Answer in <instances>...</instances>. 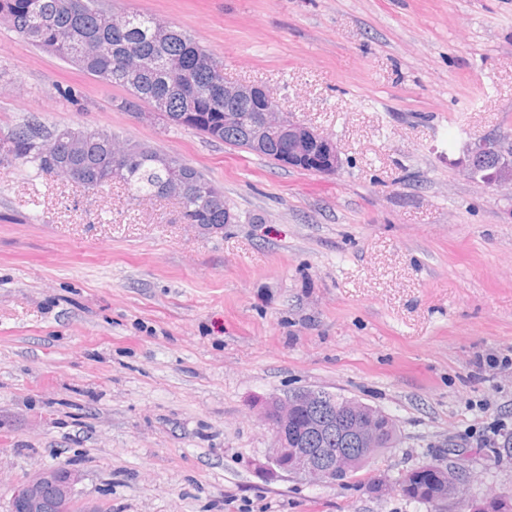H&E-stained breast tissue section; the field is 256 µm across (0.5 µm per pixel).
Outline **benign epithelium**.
<instances>
[{
  "label": "benign epithelium",
  "mask_w": 512,
  "mask_h": 512,
  "mask_svg": "<svg viewBox=\"0 0 512 512\" xmlns=\"http://www.w3.org/2000/svg\"><path fill=\"white\" fill-rule=\"evenodd\" d=\"M227 97L253 99L251 111L270 119L254 126L257 141L284 139L288 141L281 154V164L288 168H300L308 162L324 165L325 173L334 174L341 167V157L336 144L319 129L295 120L279 110L273 92L263 84L244 85L224 81ZM502 156L501 144L493 139H481L472 148L469 160L471 174H476L481 164ZM303 403L317 410L304 421V432L312 438H328L335 447L306 448L300 437L289 433V425L297 414L298 404ZM261 417L274 436V446L269 449L265 462L259 469L277 479L293 473L312 483L327 484L340 475H347L349 461L345 446L359 445L369 450L377 446L380 429L370 425L369 419L359 414L358 405L352 403L346 411L328 405L324 393L304 390L289 398L276 399V411L270 413L261 407ZM81 480L79 470L68 464H56L42 469L18 488L12 497L10 512H75L76 486ZM55 489L51 505H46L43 491Z\"/></svg>",
  "instance_id": "1"
}]
</instances>
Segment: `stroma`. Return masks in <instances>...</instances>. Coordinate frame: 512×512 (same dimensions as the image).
I'll return each mask as SVG.
<instances>
[{
	"label": "stroma",
	"instance_id": "1",
	"mask_svg": "<svg viewBox=\"0 0 512 512\" xmlns=\"http://www.w3.org/2000/svg\"><path fill=\"white\" fill-rule=\"evenodd\" d=\"M191 32L224 76L323 130L332 175L119 111L122 90L0 24V127L106 128L182 157L236 223L171 199L0 167V512L73 463L78 512H426L367 491L466 450L470 496L512 492V0H112ZM80 92L74 105L68 90ZM324 389L397 422L332 484L266 480L255 404ZM471 150L469 170L473 175L479 171L481 164H484L492 158H500L503 154L501 144L493 139H481ZM497 169L496 160H492L487 166L482 167L476 176H479L481 180L485 181L486 178L492 177Z\"/></svg>",
	"mask_w": 512,
	"mask_h": 512
}]
</instances>
